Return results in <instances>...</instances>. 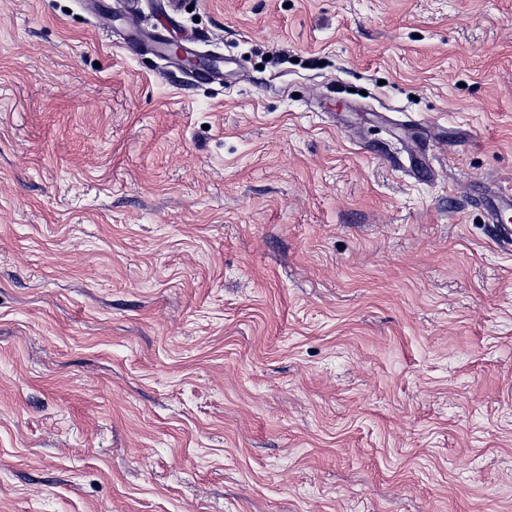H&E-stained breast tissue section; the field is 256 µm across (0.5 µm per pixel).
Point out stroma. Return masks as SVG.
Returning <instances> with one entry per match:
<instances>
[{"mask_svg":"<svg viewBox=\"0 0 512 512\" xmlns=\"http://www.w3.org/2000/svg\"><path fill=\"white\" fill-rule=\"evenodd\" d=\"M121 2L0 0V512H512V0ZM119 19L123 22V26L119 30L123 34V41L126 46L138 44L140 47L147 49H156L165 45L159 33L146 37L138 28L129 24L124 17H119ZM480 200L491 224H496L502 240L512 241V191L497 190L492 194H481Z\"/></svg>","mask_w":512,"mask_h":512,"instance_id":"obj_1","label":"stroma"}]
</instances>
